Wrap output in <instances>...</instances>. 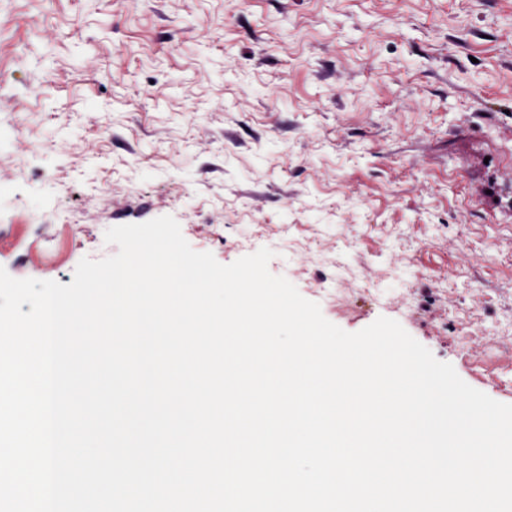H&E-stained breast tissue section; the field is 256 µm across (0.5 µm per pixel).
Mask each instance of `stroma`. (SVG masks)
<instances>
[{
    "instance_id": "35a3bbf8",
    "label": "stroma",
    "mask_w": 512,
    "mask_h": 512,
    "mask_svg": "<svg viewBox=\"0 0 512 512\" xmlns=\"http://www.w3.org/2000/svg\"><path fill=\"white\" fill-rule=\"evenodd\" d=\"M0 128L13 278L170 215L512 404V0H0Z\"/></svg>"
}]
</instances>
